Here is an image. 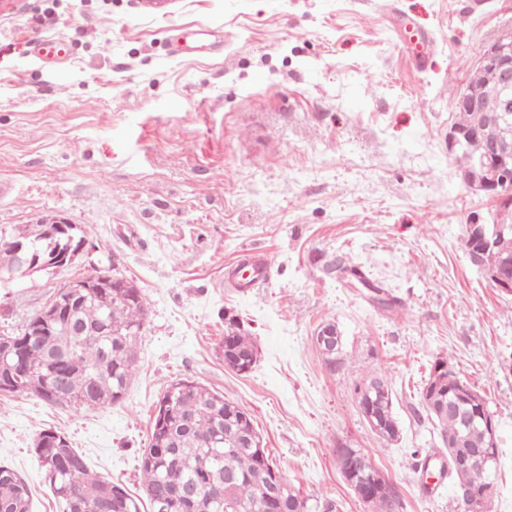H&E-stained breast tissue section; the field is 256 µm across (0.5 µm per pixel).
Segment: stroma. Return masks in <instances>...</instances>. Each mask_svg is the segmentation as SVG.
<instances>
[{
    "instance_id": "1",
    "label": "stroma",
    "mask_w": 512,
    "mask_h": 512,
    "mask_svg": "<svg viewBox=\"0 0 512 512\" xmlns=\"http://www.w3.org/2000/svg\"><path fill=\"white\" fill-rule=\"evenodd\" d=\"M403 21L431 36L424 60ZM511 30L512 0H0V226L56 214L94 246L0 288V334L78 274L123 275L151 306L120 402L75 412L0 396V463L26 479L33 512H59L33 449L43 430L142 496L155 405L183 380L245 409L310 503L371 512L340 472L342 445L368 454L399 512H458L447 479L421 472L441 446L420 399L439 359L498 421L491 512H512V297L463 242L497 202L458 181L443 144L481 47ZM179 34L197 50L176 54ZM52 36L72 56L46 67L32 41ZM339 252L401 309L325 277ZM244 260L263 266V287H232ZM228 316L258 347L249 374L224 365ZM328 322L343 340L332 367L313 341ZM377 369L393 443L357 406ZM383 381L386 389H387V392H388V397L386 399H380L376 393H372L371 394V399H372V404L375 406V410L382 416L384 417L388 422L390 420L394 421L396 426H397V429L399 430V434L397 435V437L395 436H381L380 438H382L383 440L385 441H388V442H391V441H394L396 440L399 436H400V425L397 421V418L394 414V411H393V403H392V395H391V387H390V383L388 381V377L381 373L380 371H375L374 374H372L368 379H366L365 382H362L361 385L359 384L355 391L358 395L357 399H358V404L362 403V400H363V396L361 395V387L364 383H370V382H374V381ZM373 386H379V382H374L373 385H369V387H373ZM390 424V427L392 430H396L395 427L389 422Z\"/></svg>"
}]
</instances>
